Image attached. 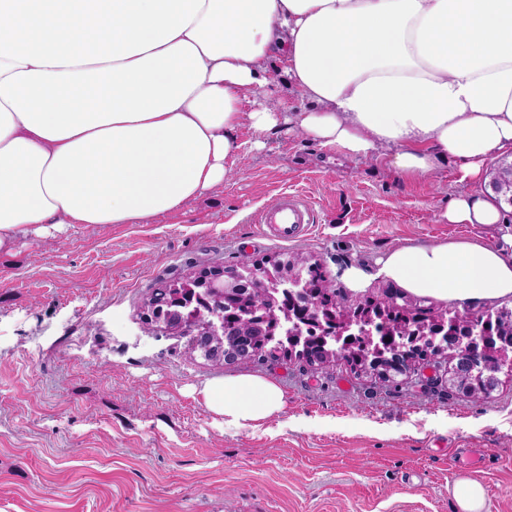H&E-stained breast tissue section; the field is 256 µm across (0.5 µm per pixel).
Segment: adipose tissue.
<instances>
[{"instance_id":"1","label":"adipose tissue","mask_w":512,"mask_h":512,"mask_svg":"<svg viewBox=\"0 0 512 512\" xmlns=\"http://www.w3.org/2000/svg\"><path fill=\"white\" fill-rule=\"evenodd\" d=\"M310 110L258 102L271 61ZM289 124L404 181L453 162L443 224L480 237L390 248L341 273L462 310L512 299V227L488 164L512 157V0H0V254L39 224H146L224 182L238 132ZM257 428L284 392L251 374L201 390Z\"/></svg>"}]
</instances>
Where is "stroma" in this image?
Returning <instances> with one entry per match:
<instances>
[{
  "mask_svg": "<svg viewBox=\"0 0 512 512\" xmlns=\"http://www.w3.org/2000/svg\"><path fill=\"white\" fill-rule=\"evenodd\" d=\"M222 186L148 224L48 225L0 255V512H456L463 476L484 512H512V378L490 399L392 384L335 361L232 366L277 382L258 429L211 413L217 374L183 339L145 333L143 299L173 273L302 250L338 278L401 244L482 237L438 221L453 166L404 182L290 126L256 148L247 127ZM282 193L313 222L261 236ZM452 497L460 512H482L485 508V489L475 479H458L452 487Z\"/></svg>",
  "mask_w": 512,
  "mask_h": 512,
  "instance_id": "obj_1",
  "label": "stroma"
}]
</instances>
